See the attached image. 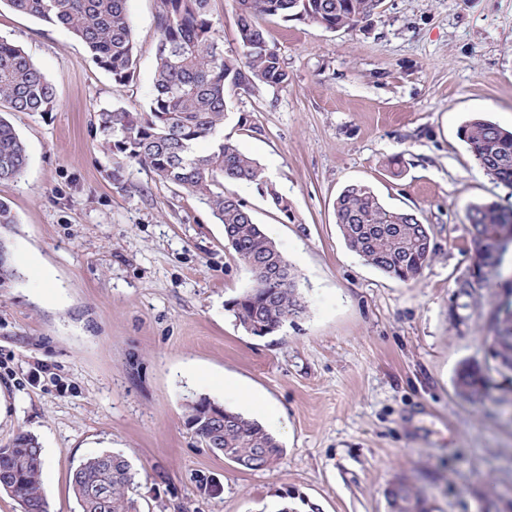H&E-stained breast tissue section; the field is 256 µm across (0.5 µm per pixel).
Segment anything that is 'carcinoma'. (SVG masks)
Returning a JSON list of instances; mask_svg holds the SVG:
<instances>
[{
    "instance_id": "1",
    "label": "carcinoma",
    "mask_w": 512,
    "mask_h": 512,
    "mask_svg": "<svg viewBox=\"0 0 512 512\" xmlns=\"http://www.w3.org/2000/svg\"><path fill=\"white\" fill-rule=\"evenodd\" d=\"M13 10L59 24L84 43L92 61L118 83L131 80L137 57L127 0H4ZM213 0H156L159 40L153 92L143 112L103 109L97 130L128 162L148 167L160 181L205 204L224 224V242L251 271L254 286L231 301L235 321L272 334L303 316L306 301L297 274L275 242L224 182L256 185L268 203L290 217L288 196L265 176L261 164L224 134L229 99L261 86L288 84L279 53L260 27L263 16L308 20L327 29H353L377 13L381 0H236L240 51L228 54L215 37ZM52 85L17 45L0 37V106L12 112L50 111ZM485 174L512 185V132L482 118L461 130ZM210 143L205 154L195 146ZM28 164V153L12 123L0 116V183L14 182ZM337 227L348 247L365 262L402 282L416 280L437 252L430 227L408 211L386 207L365 183L343 188L333 204ZM468 231L474 243L471 263L454 280V296L478 300L494 289L512 292V282L471 276L504 262L508 247L500 234L512 233V207L473 203ZM16 278L0 239V287ZM497 355L512 364V327L492 316ZM488 368L474 360L460 363L455 375L459 396L486 395ZM186 422L197 439L224 459L277 465L285 455L280 441L259 422L203 397L186 404ZM42 448L34 435L18 433L0 448V492L13 497L21 512H48L42 487ZM135 474L119 454L101 453L83 460L71 484L79 512H139L130 494ZM390 505L401 512H427L412 486L397 482L388 490Z\"/></svg>"
}]
</instances>
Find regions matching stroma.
I'll return each instance as SVG.
<instances>
[{
	"label": "stroma",
	"instance_id": "1",
	"mask_svg": "<svg viewBox=\"0 0 512 512\" xmlns=\"http://www.w3.org/2000/svg\"><path fill=\"white\" fill-rule=\"evenodd\" d=\"M127 10L137 68L118 84L67 29L0 0V36L56 95L51 111L10 114L29 160L0 184L17 219L0 233L17 274L0 288V447L38 438L49 512H79L72 473L102 452L130 461L141 512H390L399 481L429 512H512V392L473 403L454 386L461 361L483 358L497 299L453 294L472 253L468 206H512V186L460 136L474 117L512 130V0H382L354 29L260 18L288 84L235 96L246 124L224 131L292 214L256 186L224 191L294 266L307 304L262 338L235 324L229 304L253 279L210 210L147 167L112 177L95 115L145 110L156 65L155 0ZM353 182L431 228L437 254L417 280L346 246L333 203ZM246 389L280 413L264 425L286 454L261 471L214 454L186 423L199 397L252 415Z\"/></svg>",
	"mask_w": 512,
	"mask_h": 512
}]
</instances>
